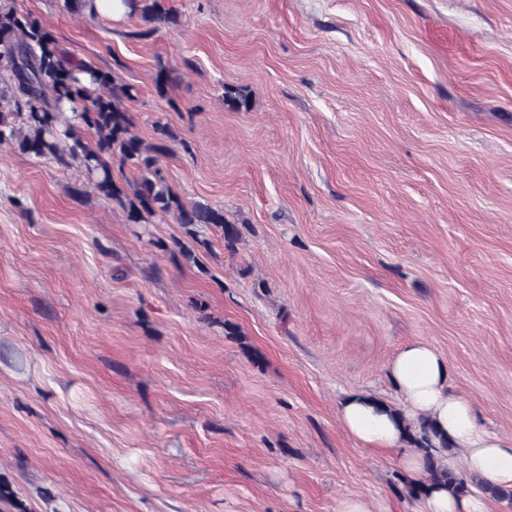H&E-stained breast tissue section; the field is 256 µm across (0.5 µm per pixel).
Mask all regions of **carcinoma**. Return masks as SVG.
<instances>
[{
	"mask_svg": "<svg viewBox=\"0 0 512 512\" xmlns=\"http://www.w3.org/2000/svg\"><path fill=\"white\" fill-rule=\"evenodd\" d=\"M128 5L148 25L138 33L140 38L152 36L155 23L178 24L169 0H130ZM132 98L130 86L91 61H72L40 24L0 5V144L11 143L64 167L78 163L91 188L111 200L129 224H147L156 215H169L185 227L208 224L220 229L226 249L235 250L239 231L225 219L224 210L183 201L161 175V158L171 152L175 135L162 125L151 143L137 136L126 106ZM22 103L27 116L18 124L16 109ZM82 126L95 129V144L83 141ZM114 163L134 166L139 171L134 182L118 185ZM436 482L454 494L484 488L476 476L454 472L428 452L423 479L408 483L406 490L420 500L426 486Z\"/></svg>",
	"mask_w": 512,
	"mask_h": 512,
	"instance_id": "1",
	"label": "carcinoma"
}]
</instances>
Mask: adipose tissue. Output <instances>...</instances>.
I'll return each mask as SVG.
<instances>
[{"label": "adipose tissue", "instance_id": "adipose-tissue-1", "mask_svg": "<svg viewBox=\"0 0 512 512\" xmlns=\"http://www.w3.org/2000/svg\"><path fill=\"white\" fill-rule=\"evenodd\" d=\"M387 375L408 411L400 413L369 394L349 396L340 409L344 428L361 444L378 450L401 448L409 417L431 423L436 430L429 452L403 456L412 472L424 469L426 454L447 458L449 448L463 449L468 473L492 489H512V438L486 431L472 402L449 390L448 362L431 344L415 340L404 345L386 366ZM429 512H490L486 495H456L445 486L426 489Z\"/></svg>", "mask_w": 512, "mask_h": 512}]
</instances>
